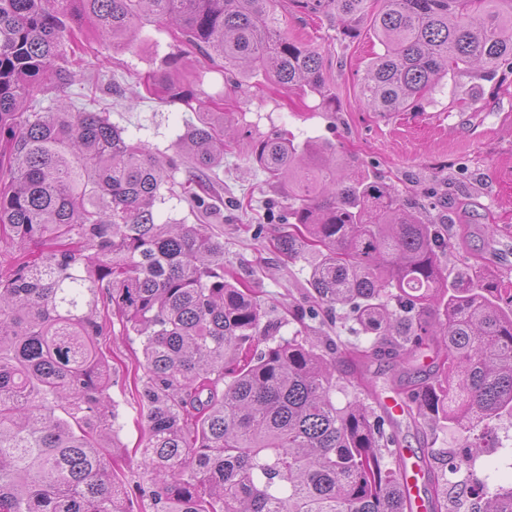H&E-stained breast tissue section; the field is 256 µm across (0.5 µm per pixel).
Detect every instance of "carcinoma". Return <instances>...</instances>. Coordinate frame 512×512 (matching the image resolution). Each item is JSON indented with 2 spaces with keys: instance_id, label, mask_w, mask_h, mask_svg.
Returning <instances> with one entry per match:
<instances>
[{
  "instance_id": "carcinoma-1",
  "label": "carcinoma",
  "mask_w": 512,
  "mask_h": 512,
  "mask_svg": "<svg viewBox=\"0 0 512 512\" xmlns=\"http://www.w3.org/2000/svg\"><path fill=\"white\" fill-rule=\"evenodd\" d=\"M118 48L145 23L171 22L194 51L238 84L261 73L288 89L324 90L320 54L281 30L276 0H0V512H133L110 449L118 414L99 346L101 310L141 340L147 421L141 450L156 512H410L406 461L368 378L371 356L435 358L393 390L416 426L447 423L461 447L499 448L512 422V283L492 282L480 256L455 272L441 257L466 239L426 222L380 176L349 166L336 145L286 130L256 140L248 163L288 186L276 249L308 263L317 306L345 310L355 369L309 326L286 338L264 302L200 224L157 222L169 193L209 213L202 180L176 181L178 155L220 166L224 113L186 123L177 154L160 155L106 112L39 106L66 79L71 3ZM354 26L370 17L383 47L360 102L406 112L443 77L492 78L512 61V0H295ZM150 95L183 93L175 70L142 79ZM353 389L339 404L336 392ZM430 512L448 508V478L420 458ZM476 512H512V482L481 489Z\"/></svg>"
}]
</instances>
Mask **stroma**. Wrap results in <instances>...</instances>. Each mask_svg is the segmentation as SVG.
<instances>
[{
	"mask_svg": "<svg viewBox=\"0 0 512 512\" xmlns=\"http://www.w3.org/2000/svg\"><path fill=\"white\" fill-rule=\"evenodd\" d=\"M276 13L290 38L321 55L325 84L336 95L335 111H327L316 93L290 92L261 75L248 87H238L222 68L187 54L185 40L174 27L145 24L130 46L115 48L97 36L87 18L75 15L69 23L88 63L72 67L69 84L46 90L42 104L77 102L88 88H95L113 124L140 133L152 149L167 153L186 121L197 115L179 101L140 98V76L170 65L187 78L199 100H217L225 125L238 132V143L225 155L213 183L215 196L224 202L220 216L203 218L174 198L157 205L156 212L162 221L205 224L224 243L225 266L272 306L273 317L285 316L288 307L312 303L307 263L285 261L272 245L281 225L264 221L266 206L287 212L288 191L269 183L246 161L254 140L276 129L289 130L300 141L330 140L363 171L388 176L398 193H412L422 218L445 217L468 225L466 250L447 252L445 262L457 265L469 250L486 256L491 275L512 281V69H499L493 80L476 89L466 78L445 82L420 108L382 115L359 102L365 67L381 50L368 24L349 27L337 19L308 15L293 0H277ZM254 224L263 225L261 236H253ZM101 345L112 364L110 394L119 413L114 426L117 471L134 512H154L150 497L139 492L147 482L137 451L145 426L138 396L141 345L126 338L117 321ZM401 424L403 447L417 454L437 452V466H445L447 454L460 452L463 435L455 427L418 429L406 418ZM467 465L476 480L492 487L506 483L512 456L488 448Z\"/></svg>",
	"mask_w": 512,
	"mask_h": 512,
	"instance_id": "1",
	"label": "stroma"
}]
</instances>
